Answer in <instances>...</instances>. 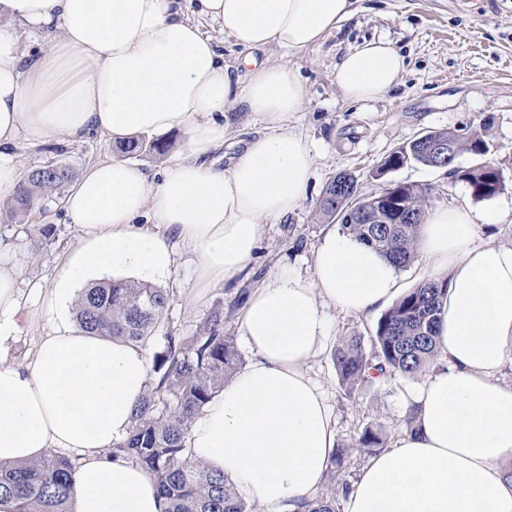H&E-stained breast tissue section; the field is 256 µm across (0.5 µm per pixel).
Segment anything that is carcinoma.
<instances>
[{
	"label": "carcinoma",
	"mask_w": 512,
	"mask_h": 512,
	"mask_svg": "<svg viewBox=\"0 0 512 512\" xmlns=\"http://www.w3.org/2000/svg\"><path fill=\"white\" fill-rule=\"evenodd\" d=\"M430 138L448 141L474 155L484 152L487 143L473 131L461 137L457 131L436 130ZM172 143L166 140L132 139L119 144L125 156L163 155ZM414 162L428 166L421 142L413 139L395 149L380 166L382 171L397 169L398 163ZM455 158L448 160V175L468 184L477 199L495 196L503 181L495 167L460 169ZM66 164L47 162L29 171L24 185L5 210L14 220L30 212L40 200L59 196L73 179ZM341 181L347 187L353 177L344 174L331 179L318 204L321 216L340 223L341 230L355 235L375 248L398 268L416 257L418 230L431 208L429 189L416 184L396 188V204H380L372 210L373 224H354L347 215V204L336 202L333 186ZM420 218L411 221L409 214ZM445 280L427 279L405 292L377 320L371 332V347L362 338L346 336L332 352L339 386L350 396L371 375L420 377L434 355V337L441 299L447 291ZM170 294L150 283L105 281L94 283L78 294L74 316L78 328L94 335L122 338L149 347L163 334L165 346L152 358L154 379L136 407L129 435L111 450L155 476L158 492L169 504L168 512H252L248 502L224 480V475L208 469L189 456L186 438L195 415L219 392L244 364L236 337L226 328L231 316L224 308L215 309L191 336H174L164 329ZM356 447L377 454L388 446L389 438L381 425L358 428ZM349 448L333 450V470L326 490L314 497L296 501L297 512H336V494L347 495L350 484L336 478ZM73 486L71 461L50 454L19 466L0 465V497L18 502L17 512H66L65 504Z\"/></svg>",
	"instance_id": "obj_1"
}]
</instances>
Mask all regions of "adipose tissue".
<instances>
[{"instance_id": "ef3b65f1", "label": "adipose tissue", "mask_w": 512, "mask_h": 512, "mask_svg": "<svg viewBox=\"0 0 512 512\" xmlns=\"http://www.w3.org/2000/svg\"><path fill=\"white\" fill-rule=\"evenodd\" d=\"M191 2L194 16L183 4ZM351 0H0V198L25 175L20 151L97 132L112 139L183 133L187 151L153 172L125 158L91 164L63 200L85 233L47 297L49 307L94 277L164 280L177 245L191 253L195 290L229 285L251 264L266 224L303 204L313 156L290 120L306 88L287 63L257 62L277 46L298 54L336 30ZM245 50L224 64L203 22ZM48 46L24 49L21 32ZM404 57L381 40L336 64L343 96L363 102L399 83ZM263 133L218 167L234 113ZM499 214L440 206L421 225L417 250L448 282L435 357L410 392L413 430L362 467L344 512H512V247L476 243ZM399 271L350 234L329 229L310 277L285 267L255 288L237 317L252 355L195 417L193 460L223 473L245 499L283 512L323 485L336 422L308 373L325 346L327 309L373 314L399 294ZM24 306L18 270L0 257V344ZM143 346L61 326L40 336L22 365L0 360V464L55 451L74 465L67 512H166L152 472L110 454L147 390Z\"/></svg>"}]
</instances>
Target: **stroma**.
<instances>
[{
	"instance_id": "35a3bbf8",
	"label": "stroma",
	"mask_w": 512,
	"mask_h": 512,
	"mask_svg": "<svg viewBox=\"0 0 512 512\" xmlns=\"http://www.w3.org/2000/svg\"><path fill=\"white\" fill-rule=\"evenodd\" d=\"M353 9L339 29L305 52L288 55L275 47L257 51V59L287 62L307 89L306 105L291 126L307 141L314 157L308 196L286 219L267 225L260 249L239 282L210 290L193 307L186 302L193 280L186 262L188 250L179 248L174 273L162 283L170 294L166 323L172 334L192 335L217 306L229 305L240 287L257 288L258 275L279 265L310 276L325 227L317 203L329 180L340 173L354 176L365 195L379 192L388 181L415 182L433 187L435 205L498 212L500 223L483 226L478 239L512 246V0H353ZM372 39L388 41L404 56L406 71L383 98L347 101L336 85V63L348 49ZM461 128L481 132L490 147L483 159L504 174L505 184L494 197L476 199L466 183L447 171L415 163L377 177L385 158L418 134ZM115 154V141L94 134L55 148L24 147L21 162L30 169L52 159L79 175L93 162ZM483 159L464 152L456 164L469 168ZM81 236L59 200L34 208L22 220L0 223V254L18 269L28 312L12 339L0 348L1 360L23 363L39 336L73 321L72 307L60 311L46 307L44 297ZM37 239L43 240L44 248L36 253L32 245ZM310 372L326 390L336 419L337 444L352 449L343 477L354 480L367 459L354 447L358 424L398 423L405 412L407 386L381 379L347 397L338 385L329 350L314 359Z\"/></svg>"
}]
</instances>
